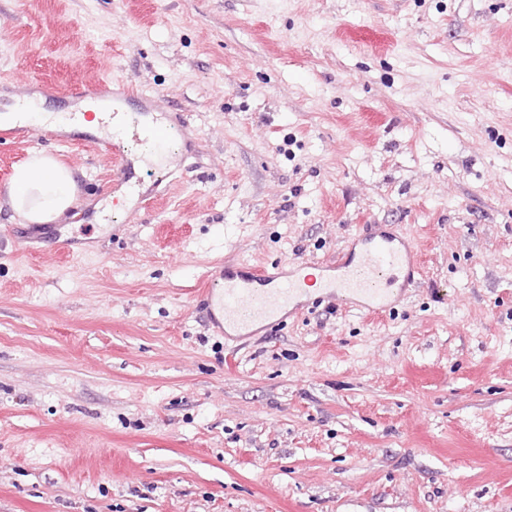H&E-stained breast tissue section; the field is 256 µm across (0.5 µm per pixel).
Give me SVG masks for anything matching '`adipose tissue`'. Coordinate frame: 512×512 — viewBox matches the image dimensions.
<instances>
[{
    "label": "adipose tissue",
    "mask_w": 512,
    "mask_h": 512,
    "mask_svg": "<svg viewBox=\"0 0 512 512\" xmlns=\"http://www.w3.org/2000/svg\"><path fill=\"white\" fill-rule=\"evenodd\" d=\"M73 170L52 155L30 154L16 165L5 189L8 206L28 224H49L72 206L75 195Z\"/></svg>",
    "instance_id": "adipose-tissue-1"
}]
</instances>
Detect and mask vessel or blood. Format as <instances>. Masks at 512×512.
Masks as SVG:
<instances>
[{
	"mask_svg": "<svg viewBox=\"0 0 512 512\" xmlns=\"http://www.w3.org/2000/svg\"><path fill=\"white\" fill-rule=\"evenodd\" d=\"M131 93L128 85L109 79L84 84L85 98L97 102L109 122L122 126L123 140L112 147L116 169L113 185L126 189L127 175L133 163L153 173L166 172L170 166L169 143L184 134L187 124L179 113H133L127 109ZM134 143L145 151L130 158L125 146ZM322 293L332 303L353 302L367 311L387 310L400 283L420 273L415 247L381 232L360 239L357 249L344 260L321 267ZM205 288L197 296L198 307L216 323L225 335L250 336L257 327L284 321L302 306V281L289 273H271L246 264H227L221 270L207 271Z\"/></svg>",
	"mask_w": 512,
	"mask_h": 512,
	"instance_id": "1",
	"label": "vessel or blood"
}]
</instances>
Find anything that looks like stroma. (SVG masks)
Segmentation results:
<instances>
[{
	"mask_svg": "<svg viewBox=\"0 0 512 512\" xmlns=\"http://www.w3.org/2000/svg\"><path fill=\"white\" fill-rule=\"evenodd\" d=\"M0 112L109 76L185 114L172 176L100 222L112 152L43 151L0 207V512H512V0H0ZM417 243L390 310L308 295L221 336L204 269ZM73 240L76 256H66ZM74 171L52 155L31 153L16 165L5 189L6 203L26 224H49L72 206Z\"/></svg>",
	"mask_w": 512,
	"mask_h": 512,
	"instance_id": "stroma-1",
	"label": "stroma"
}]
</instances>
